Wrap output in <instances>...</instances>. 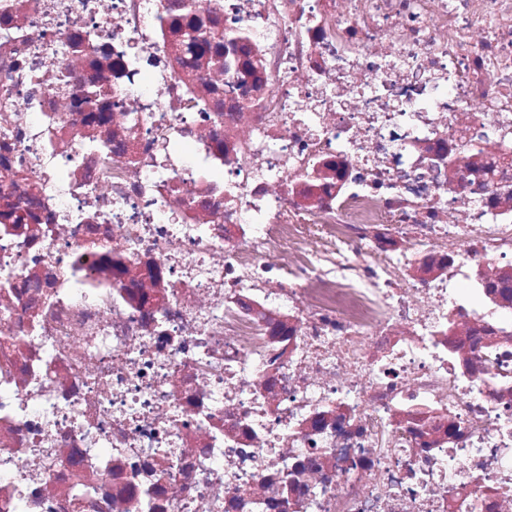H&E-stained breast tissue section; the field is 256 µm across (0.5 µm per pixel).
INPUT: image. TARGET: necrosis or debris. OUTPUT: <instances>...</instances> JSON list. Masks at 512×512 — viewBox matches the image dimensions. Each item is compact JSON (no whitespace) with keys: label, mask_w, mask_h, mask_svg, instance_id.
Returning <instances> with one entry per match:
<instances>
[{"label":"necrosis or debris","mask_w":512,"mask_h":512,"mask_svg":"<svg viewBox=\"0 0 512 512\" xmlns=\"http://www.w3.org/2000/svg\"><path fill=\"white\" fill-rule=\"evenodd\" d=\"M0 0V512H512V0Z\"/></svg>","instance_id":"necrosis-or-debris-1"}]
</instances>
